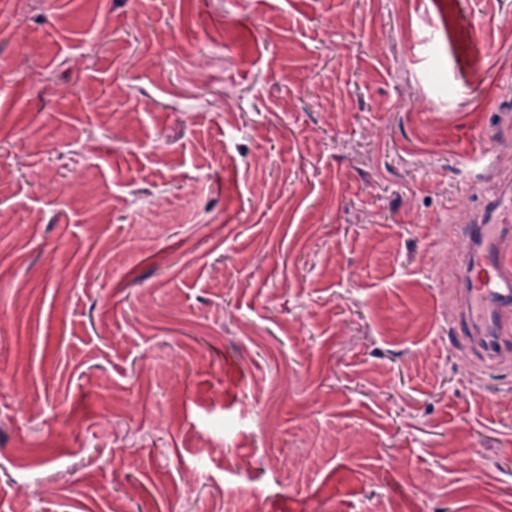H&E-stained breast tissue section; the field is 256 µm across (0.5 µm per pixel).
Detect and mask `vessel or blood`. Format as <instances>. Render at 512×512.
<instances>
[{
	"label": "vessel or blood",
	"mask_w": 512,
	"mask_h": 512,
	"mask_svg": "<svg viewBox=\"0 0 512 512\" xmlns=\"http://www.w3.org/2000/svg\"><path fill=\"white\" fill-rule=\"evenodd\" d=\"M465 260L467 309L455 326L487 354L497 352L505 315L512 310V226L477 219Z\"/></svg>",
	"instance_id": "obj_1"
}]
</instances>
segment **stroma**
<instances>
[{"mask_svg": "<svg viewBox=\"0 0 512 512\" xmlns=\"http://www.w3.org/2000/svg\"><path fill=\"white\" fill-rule=\"evenodd\" d=\"M505 176L512 0H0V512H512ZM473 224L469 229L473 247L464 268L467 309L455 332L467 333L469 341L496 355L505 314L512 305L511 226H493L484 217Z\"/></svg>", "mask_w": 512, "mask_h": 512, "instance_id": "35a3bbf8", "label": "stroma"}]
</instances>
